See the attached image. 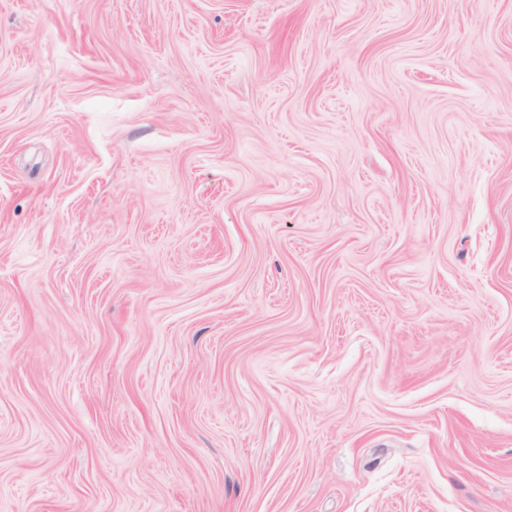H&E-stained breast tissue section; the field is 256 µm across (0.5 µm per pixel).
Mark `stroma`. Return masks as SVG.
Returning <instances> with one entry per match:
<instances>
[{
    "mask_svg": "<svg viewBox=\"0 0 512 512\" xmlns=\"http://www.w3.org/2000/svg\"><path fill=\"white\" fill-rule=\"evenodd\" d=\"M0 512H512V0H0Z\"/></svg>",
    "mask_w": 512,
    "mask_h": 512,
    "instance_id": "35a3bbf8",
    "label": "stroma"
}]
</instances>
